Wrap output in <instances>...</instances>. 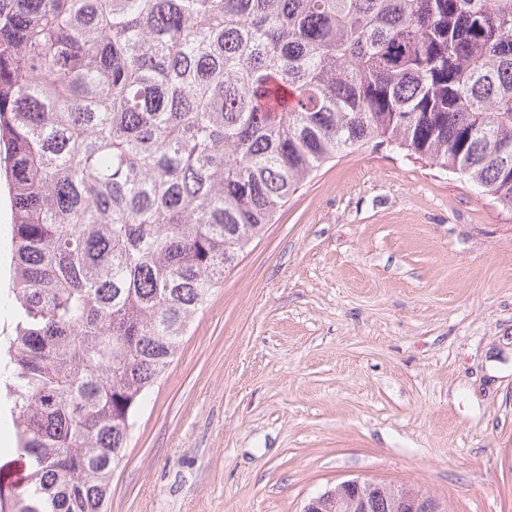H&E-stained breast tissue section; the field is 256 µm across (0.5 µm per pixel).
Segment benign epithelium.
Instances as JSON below:
<instances>
[{"mask_svg": "<svg viewBox=\"0 0 512 512\" xmlns=\"http://www.w3.org/2000/svg\"><path fill=\"white\" fill-rule=\"evenodd\" d=\"M389 495L398 508L409 512H448L446 505L419 490L395 485H382L360 478L349 479L312 497L302 512H319L324 504L334 505L336 512H371L373 497Z\"/></svg>", "mask_w": 512, "mask_h": 512, "instance_id": "1", "label": "benign epithelium"}]
</instances>
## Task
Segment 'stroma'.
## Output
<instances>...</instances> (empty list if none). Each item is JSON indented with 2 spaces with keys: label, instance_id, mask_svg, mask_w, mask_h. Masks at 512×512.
<instances>
[{
  "label": "stroma",
  "instance_id": "obj_1",
  "mask_svg": "<svg viewBox=\"0 0 512 512\" xmlns=\"http://www.w3.org/2000/svg\"><path fill=\"white\" fill-rule=\"evenodd\" d=\"M355 477L512 512V212L371 143L226 270L107 512H300Z\"/></svg>",
  "mask_w": 512,
  "mask_h": 512
}]
</instances>
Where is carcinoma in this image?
<instances>
[{"label": "carcinoma", "mask_w": 512, "mask_h": 512, "mask_svg": "<svg viewBox=\"0 0 512 512\" xmlns=\"http://www.w3.org/2000/svg\"><path fill=\"white\" fill-rule=\"evenodd\" d=\"M373 140L512 211V0H0V512H102L228 261ZM10 208L7 187L2 181L0 186V346H5L9 338L14 336V324L3 304L7 298L9 283V239H10ZM5 402L1 400L0 406V438L3 439L7 437L12 442V446L15 448L16 446V435L15 430L13 428L11 418L9 412L4 409ZM14 448H10L6 450L2 446H0V466L2 470H0V484H2L3 494L9 493V485L13 483H7L9 479L13 475L20 470V464H16V461H13L17 456L14 454ZM4 480H3V478ZM22 478V472L18 473L14 476V480H19Z\"/></svg>", "instance_id": "cac0c4a2"}]
</instances>
